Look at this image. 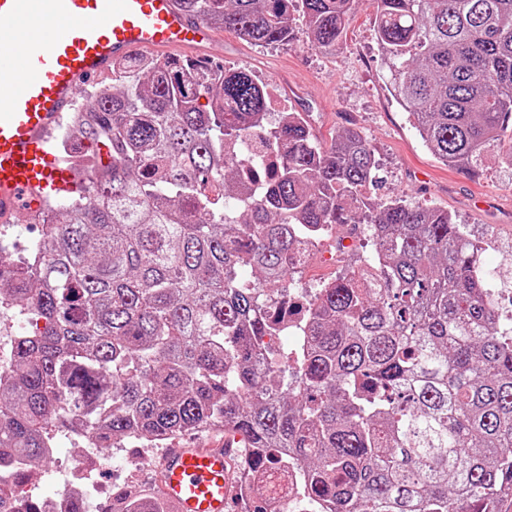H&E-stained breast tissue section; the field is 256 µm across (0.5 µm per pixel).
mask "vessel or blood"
Returning a JSON list of instances; mask_svg holds the SVG:
<instances>
[{"mask_svg": "<svg viewBox=\"0 0 512 512\" xmlns=\"http://www.w3.org/2000/svg\"><path fill=\"white\" fill-rule=\"evenodd\" d=\"M215 38L177 0H0V224L78 192L55 141L88 85L144 51L208 58ZM240 440L171 449L158 464L163 498L176 512H231Z\"/></svg>", "mask_w": 512, "mask_h": 512, "instance_id": "vessel-or-blood-1", "label": "vessel or blood"}]
</instances>
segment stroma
<instances>
[{
    "mask_svg": "<svg viewBox=\"0 0 512 512\" xmlns=\"http://www.w3.org/2000/svg\"><path fill=\"white\" fill-rule=\"evenodd\" d=\"M374 6L365 0L351 17L340 47L325 53L307 43L302 6H295L290 43L258 46L222 31L213 46L212 66L245 69L272 88L292 112L301 113L324 141L343 129H358L378 162L377 198L448 210L481 249L501 296L498 313L512 317V165L496 150L484 151L463 167L443 164L423 144L408 115L393 96L389 72L373 32ZM370 243L358 227H336L322 252L308 263L310 278L338 276L360 265ZM95 472L101 502L118 485L151 484L154 471L131 475L115 468L113 449L101 448Z\"/></svg>",
    "mask_w": 512,
    "mask_h": 512,
    "instance_id": "stroma-1",
    "label": "stroma"
}]
</instances>
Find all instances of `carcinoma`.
<instances>
[{"mask_svg":"<svg viewBox=\"0 0 512 512\" xmlns=\"http://www.w3.org/2000/svg\"><path fill=\"white\" fill-rule=\"evenodd\" d=\"M295 0H181L243 40L294 39ZM362 0H301L305 38L334 52ZM393 96L446 164L487 149L512 164V0H373ZM69 128L82 188L0 274V305L35 325L0 379V465L18 482L45 461L48 428L76 422L98 448L206 429L241 435L245 512L296 461L327 512H500L512 495V321L502 323L478 246L448 211L377 202L374 151L347 128L321 142L299 113L270 123L245 70L133 57L94 87ZM265 123L280 151L266 199H242L224 142ZM363 221L368 263L313 294L305 342L281 366L275 298L301 238ZM115 512H174L126 485ZM0 512H45L0 492Z\"/></svg>","mask_w":512,"mask_h":512,"instance_id":"1","label":"carcinoma"}]
</instances>
